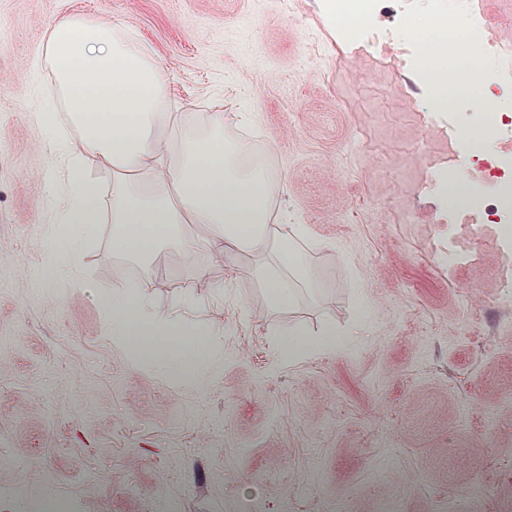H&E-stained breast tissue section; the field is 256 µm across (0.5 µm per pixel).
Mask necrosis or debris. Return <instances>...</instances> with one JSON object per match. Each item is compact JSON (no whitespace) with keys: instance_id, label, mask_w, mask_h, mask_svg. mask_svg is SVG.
Segmentation results:
<instances>
[{"instance_id":"1","label":"necrosis or debris","mask_w":512,"mask_h":512,"mask_svg":"<svg viewBox=\"0 0 512 512\" xmlns=\"http://www.w3.org/2000/svg\"><path fill=\"white\" fill-rule=\"evenodd\" d=\"M323 17L336 30L337 50L372 54L379 62L393 63L396 72L412 88V102L426 121L448 134L456 158L468 159V178L462 194L471 202L460 219L470 224V245L481 251L483 227H499L498 245L512 249V101L496 100L493 111L480 112L470 123L472 135L459 133V123L470 105L469 91L483 88L496 92L512 87V38L486 37L488 13L475 0H320ZM427 14L434 30L447 33L448 54H479L482 67L462 75V93L448 105H440L427 69L419 67L421 40L404 37L403 31L417 12ZM502 185L495 199H487L489 183Z\"/></svg>"}]
</instances>
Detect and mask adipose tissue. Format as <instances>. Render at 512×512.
<instances>
[{
    "mask_svg": "<svg viewBox=\"0 0 512 512\" xmlns=\"http://www.w3.org/2000/svg\"><path fill=\"white\" fill-rule=\"evenodd\" d=\"M42 60L80 133L64 134L46 111L50 146L68 171L65 186L53 191L58 231L46 247L52 274L76 279L87 245L108 222L113 249L130 257L149 258L163 245L192 253L187 224L197 225L218 253L270 257L257 277L276 306L287 304L293 284L311 278L307 255L317 242L305 225L284 231L273 224L277 184L248 141L225 143L223 113H206L204 137L180 140L178 160L164 153L161 129L177 118L151 48L130 30L85 13L60 16L47 29ZM91 161L111 170V200L88 176ZM99 303L113 339L133 358L168 362L173 380L204 386L210 343L188 323L150 311L124 284Z\"/></svg>",
    "mask_w": 512,
    "mask_h": 512,
    "instance_id": "adipose-tissue-1",
    "label": "adipose tissue"
}]
</instances>
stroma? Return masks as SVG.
<instances>
[{"mask_svg": "<svg viewBox=\"0 0 512 512\" xmlns=\"http://www.w3.org/2000/svg\"><path fill=\"white\" fill-rule=\"evenodd\" d=\"M69 12L119 23L153 50L175 111L222 102L224 139L251 113L254 149L278 184L282 224H303L311 287L271 306L255 258L195 262L161 247L114 253L101 226L79 285L46 276L57 230L44 148L52 76L35 69L47 25ZM411 89L367 54L337 53L317 0H0V512H512V260L488 226L475 261L450 265L416 196L448 160ZM138 287L152 309L211 333L218 355L200 390L112 339L99 294ZM474 304L462 310L458 296ZM335 327V348H317ZM312 347L277 350L288 330ZM394 476L374 480L376 469ZM484 480L486 497L468 494Z\"/></svg>", "mask_w": 512, "mask_h": 512, "instance_id": "obj_1", "label": "stroma"}]
</instances>
